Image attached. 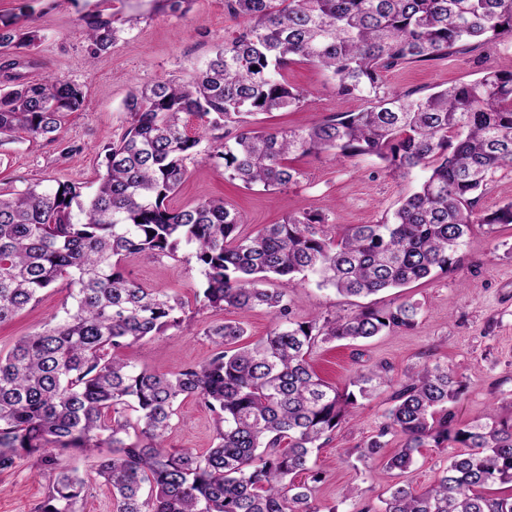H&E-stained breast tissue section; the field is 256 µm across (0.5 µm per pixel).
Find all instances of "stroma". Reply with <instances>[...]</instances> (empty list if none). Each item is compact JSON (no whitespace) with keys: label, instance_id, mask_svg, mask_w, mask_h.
Masks as SVG:
<instances>
[{"label":"stroma","instance_id":"1","mask_svg":"<svg viewBox=\"0 0 512 512\" xmlns=\"http://www.w3.org/2000/svg\"><path fill=\"white\" fill-rule=\"evenodd\" d=\"M95 10L110 15L120 34L110 51L92 59L86 51L82 18ZM0 19L38 32L40 66L31 71V79L50 72L77 83L85 93L84 107L66 116L57 140L20 133L0 146V189L67 182L86 195L104 171L105 147L118 140L127 126L124 101L131 90L157 80L191 81L215 48L243 26L227 11L224 0H183L176 10L167 0H0ZM489 69L512 70L511 38L440 60L399 66L387 72L384 90L391 95L428 93L439 86L475 80ZM288 80L305 94L302 109L259 115L260 126L309 125L365 105L361 99L338 100L331 75L310 64H293ZM217 147L211 139L201 142L197 154L186 162L187 179L172 203L183 206L224 199L243 215L248 234L299 210L325 214L339 229L375 224L389 219L420 179L416 172L404 178L392 176L364 157L337 163L326 155L312 154L294 159V167L302 173L297 184L281 190L247 189L226 180L223 164L209 159V152ZM121 271L143 287L165 290L188 303L184 327L169 329L163 340L143 341L122 350V357L138 366L171 373L204 362L213 346L196 329L219 316L240 322L250 342L265 337L272 327L270 315L261 309L246 314L227 310L220 315L198 309L192 299L203 277L189 246H180L173 259L130 256L122 262ZM66 296V283L57 282L13 320L0 324V350L8 351L20 336L51 322ZM290 298L299 320L315 314L349 316L367 306L389 309L406 301L419 308L418 323L412 329L356 343L318 345L312 362L326 381L344 386L361 364L386 365L390 376L399 379L425 363H452L458 366L464 385L463 400L456 408L459 421L483 420L492 404L501 418H512V225L491 230L474 225L447 270L404 288L365 298L343 297L318 287L310 278L292 289ZM389 405L386 390L364 401L356 418L336 429L314 455L313 469L325 475L314 491L319 506L336 512H361L365 507L382 512L394 484L407 483L415 491H424L456 454L452 445L422 449L404 474L386 469L383 456L360 458L361 446L377 433ZM179 416L169 446L198 453L211 448L212 414L189 398L181 404ZM48 487V476H33L29 460H18L13 471L0 473V512H35ZM351 487L359 488V495L344 499V490Z\"/></svg>","mask_w":512,"mask_h":512}]
</instances>
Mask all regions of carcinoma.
Returning a JSON list of instances; mask_svg holds the SVG:
<instances>
[{"instance_id":"obj_1","label":"carcinoma","mask_w":512,"mask_h":512,"mask_svg":"<svg viewBox=\"0 0 512 512\" xmlns=\"http://www.w3.org/2000/svg\"><path fill=\"white\" fill-rule=\"evenodd\" d=\"M243 28L216 48L187 84L156 81L126 98L128 127L105 154V172L84 197L72 184L0 192V323L59 281L62 313L0 354V472L21 457L49 474L35 512H84L92 478L112 492L116 512H321L312 489L294 482L313 453L353 419L361 401L392 390V405L362 456L403 443L386 467L401 473L420 450L460 448L422 493L399 485L383 512H512V495L485 489L512 484V420L491 411L462 424L458 369L425 363L395 380L382 366L356 370L344 389L318 376L320 343L356 342L414 327V303L365 308L347 317L300 321L288 291L308 277L346 297L403 288L445 270L473 225L512 224V202L479 209L492 174L512 168V71L489 70L469 83L426 95L382 91L389 70L445 58L512 37V0H226ZM88 53L108 51L120 29L100 12L83 18ZM37 31L0 23V142L23 132L57 139L64 117L85 103L83 89L47 76L24 51ZM296 62L326 70L342 100L364 99L358 112H336L311 125L266 129L248 116L298 108L303 91L288 83ZM208 119L194 137L185 117ZM236 125L219 157L224 175L246 188L298 183L291 156L370 157L391 175L421 181L393 216L340 231L302 210L255 235L222 199L178 208L186 160L209 134ZM193 246L204 276L201 309H265L272 328L258 342L244 327L215 320L200 329L211 356L174 373L139 368L120 351L180 326L185 301L127 279L120 263L134 254L176 257ZM213 414L214 447L197 453L167 447L182 401ZM80 455L85 473L63 465Z\"/></svg>"}]
</instances>
